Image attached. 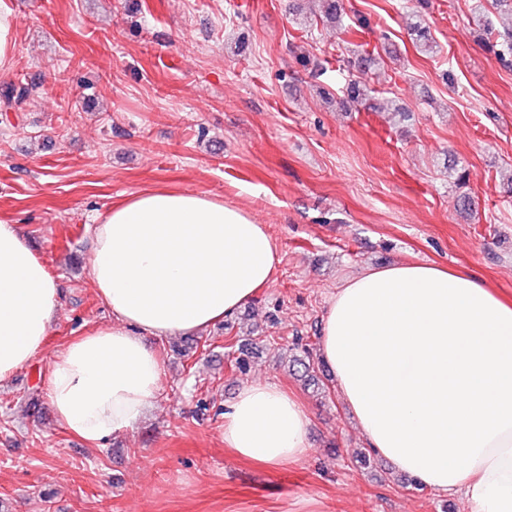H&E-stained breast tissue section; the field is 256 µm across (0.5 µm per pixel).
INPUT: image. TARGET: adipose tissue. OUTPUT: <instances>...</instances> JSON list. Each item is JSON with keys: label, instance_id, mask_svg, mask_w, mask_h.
Instances as JSON below:
<instances>
[{"label": "adipose tissue", "instance_id": "adipose-tissue-1", "mask_svg": "<svg viewBox=\"0 0 512 512\" xmlns=\"http://www.w3.org/2000/svg\"><path fill=\"white\" fill-rule=\"evenodd\" d=\"M91 283L111 326L73 337L46 381L65 431L93 446L132 430L164 375L160 338L255 299L280 264L266 225L223 199L147 189L94 225ZM60 306L47 263L0 220V381L43 352ZM322 351L370 448L470 512H512V298L465 270L402 262L338 288ZM310 416L270 382L244 386L224 444L270 467L307 453Z\"/></svg>", "mask_w": 512, "mask_h": 512}]
</instances>
